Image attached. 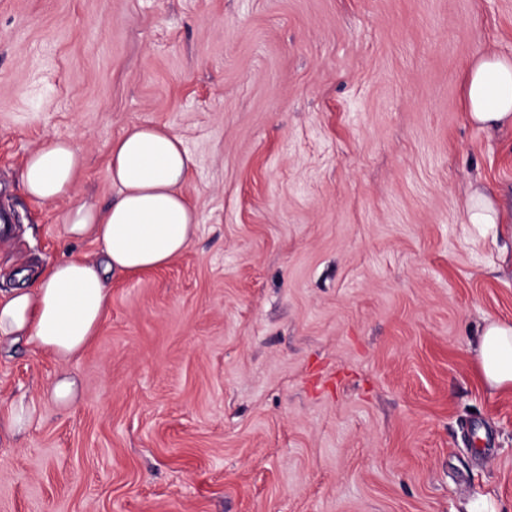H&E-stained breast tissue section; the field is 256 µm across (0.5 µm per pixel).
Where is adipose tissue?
<instances>
[{
	"instance_id": "obj_1",
	"label": "adipose tissue",
	"mask_w": 512,
	"mask_h": 512,
	"mask_svg": "<svg viewBox=\"0 0 512 512\" xmlns=\"http://www.w3.org/2000/svg\"><path fill=\"white\" fill-rule=\"evenodd\" d=\"M470 120L486 129L512 126V58L478 54L467 70ZM84 155L56 140L31 152L21 179L45 203L67 198ZM191 159L178 136L157 125H135L111 146L116 195L106 206L81 204L65 214L67 238H91L96 258L70 256L40 275L31 288L0 299V339L24 342L60 360L79 356L102 323L115 274L170 264L191 244L198 223L182 188ZM480 373L492 389H512V324L488 320L478 329Z\"/></svg>"
}]
</instances>
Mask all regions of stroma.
Wrapping results in <instances>:
<instances>
[{
	"label": "stroma",
	"instance_id": "stroma-1",
	"mask_svg": "<svg viewBox=\"0 0 512 512\" xmlns=\"http://www.w3.org/2000/svg\"><path fill=\"white\" fill-rule=\"evenodd\" d=\"M512 57V0H0V296L98 244L113 139L167 127L198 214L169 265L113 278L61 362L0 342V512H512V391L475 357L512 323V129L472 124L477 53ZM71 139L69 198L23 189ZM73 374L74 407L51 396ZM84 155L70 140H56L31 152L23 166L21 179L27 194L45 203L67 198ZM467 217L471 224H498L500 210L490 197L474 192L467 200ZM34 408L19 400L11 405L9 415L6 419L8 431H20L25 428L33 419Z\"/></svg>",
	"mask_w": 512,
	"mask_h": 512
}]
</instances>
